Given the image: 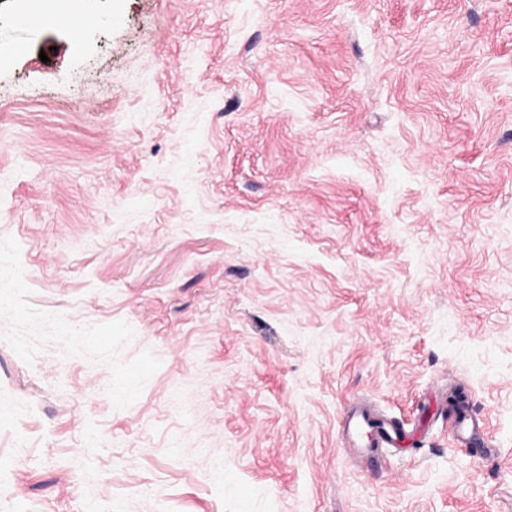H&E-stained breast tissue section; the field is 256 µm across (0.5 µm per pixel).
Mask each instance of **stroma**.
<instances>
[{
  "instance_id": "obj_1",
  "label": "stroma",
  "mask_w": 512,
  "mask_h": 512,
  "mask_svg": "<svg viewBox=\"0 0 512 512\" xmlns=\"http://www.w3.org/2000/svg\"><path fill=\"white\" fill-rule=\"evenodd\" d=\"M83 2L0 0V512H512V0ZM62 2L59 20L63 24L77 30H83L89 25V19L79 9L78 0H63ZM367 428L373 429L371 425V421L366 418L363 414L352 417L350 420L346 423V431L353 441H356L357 443L353 444L357 447L358 451L360 452H367L369 451L368 448H366L367 443L366 441H370V436Z\"/></svg>"
}]
</instances>
